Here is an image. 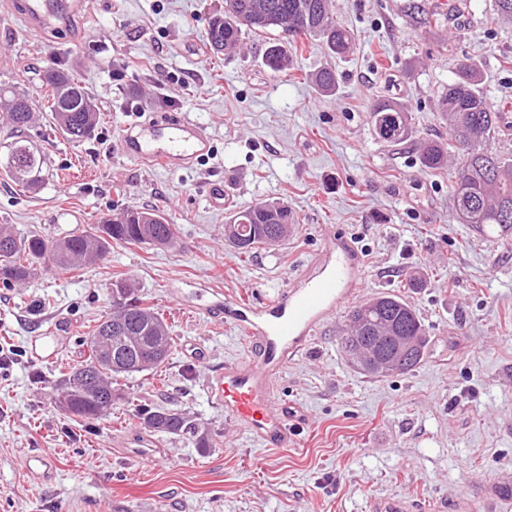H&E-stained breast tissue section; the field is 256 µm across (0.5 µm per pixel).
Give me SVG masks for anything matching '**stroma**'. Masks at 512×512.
I'll use <instances>...</instances> for the list:
<instances>
[{
    "instance_id": "35a3bbf8",
    "label": "stroma",
    "mask_w": 512,
    "mask_h": 512,
    "mask_svg": "<svg viewBox=\"0 0 512 512\" xmlns=\"http://www.w3.org/2000/svg\"><path fill=\"white\" fill-rule=\"evenodd\" d=\"M332 0L356 48L339 59L322 40L289 42L293 63L263 64L267 35L246 36L231 54L213 53L208 23L224 0H88L66 29L41 34L0 0V83L28 96L27 136L47 155L42 183L28 191L0 176V225L49 237L97 224L113 208L154 209L177 228L173 245H113L95 264L41 271L0 287V512H368V503L408 498L423 507L458 498L475 512H503L512 489V237L489 241L452 210L449 169L421 167L424 141L448 139L438 99L468 57L481 66L490 104L512 123V22L496 0ZM68 66L100 113L95 136L74 144L51 132L42 107L51 62ZM339 75L335 95L311 82ZM404 106L412 133L378 141L369 109ZM201 125L212 151L192 168H145L123 156L118 125L141 104ZM224 186L223 208L209 201ZM270 200L298 221L277 250L236 255L224 241L229 215ZM341 232L365 259L363 298L401 296L416 310L428 345L405 375L357 370L341 346L346 313L330 321L273 387L305 420L297 444L268 449L233 427L210 397L225 362L249 344L216 322L205 304L269 298L303 272ZM422 271L411 291L405 279ZM131 279L166 320L175 347L158 373L119 379L112 414L76 421L56 406L57 383L86 363L85 342L112 311V283ZM58 340L53 360L33 340ZM190 414L208 447L152 432L139 408ZM157 449L152 463L138 452ZM35 452L54 470L33 479Z\"/></svg>"
}]
</instances>
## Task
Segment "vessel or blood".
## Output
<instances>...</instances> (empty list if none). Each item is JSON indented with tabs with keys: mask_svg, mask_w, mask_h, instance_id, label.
Instances as JSON below:
<instances>
[{
	"mask_svg": "<svg viewBox=\"0 0 512 512\" xmlns=\"http://www.w3.org/2000/svg\"><path fill=\"white\" fill-rule=\"evenodd\" d=\"M15 2L29 28L39 32L58 28L83 6L82 0ZM119 144L126 157L167 169L190 167L212 149L204 129L177 113L122 123ZM364 265L353 243L339 235L305 273L289 279L275 298H229L209 307L210 317L241 329L254 349L251 360L225 363L210 383V393L223 407L227 421L271 449L295 443L302 417L273 400L276 376L288 359L299 354L361 292Z\"/></svg>",
	"mask_w": 512,
	"mask_h": 512,
	"instance_id": "obj_1",
	"label": "vessel or blood"
}]
</instances>
